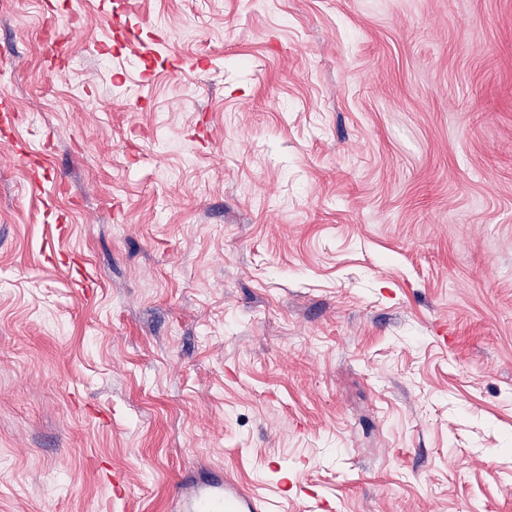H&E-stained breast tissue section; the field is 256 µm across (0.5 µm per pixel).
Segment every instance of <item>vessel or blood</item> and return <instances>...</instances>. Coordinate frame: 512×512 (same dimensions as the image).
Instances as JSON below:
<instances>
[{
	"label": "vessel or blood",
	"mask_w": 512,
	"mask_h": 512,
	"mask_svg": "<svg viewBox=\"0 0 512 512\" xmlns=\"http://www.w3.org/2000/svg\"><path fill=\"white\" fill-rule=\"evenodd\" d=\"M175 499L178 512H272L268 499L227 473L182 483Z\"/></svg>",
	"instance_id": "1"
}]
</instances>
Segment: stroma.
<instances>
[{
  "label": "stroma",
  "mask_w": 512,
  "mask_h": 512,
  "mask_svg": "<svg viewBox=\"0 0 512 512\" xmlns=\"http://www.w3.org/2000/svg\"><path fill=\"white\" fill-rule=\"evenodd\" d=\"M0 64V512H512V0H0ZM180 483L177 512H272L268 499L253 494L226 471L191 483L183 477Z\"/></svg>",
  "instance_id": "35a3bbf8"
}]
</instances>
